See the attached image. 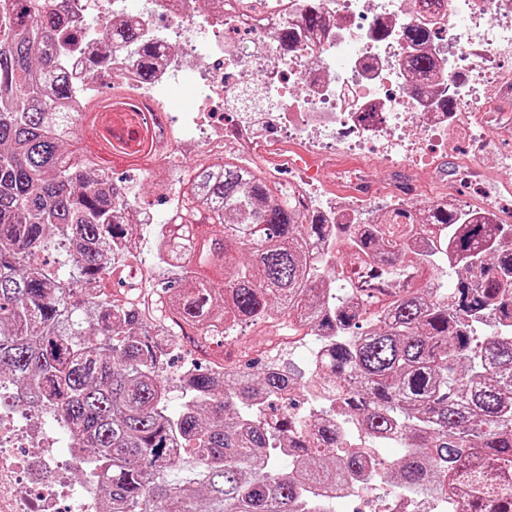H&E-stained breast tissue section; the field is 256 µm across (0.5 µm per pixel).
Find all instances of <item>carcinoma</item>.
Returning a JSON list of instances; mask_svg holds the SVG:
<instances>
[{
    "label": "carcinoma",
    "instance_id": "obj_1",
    "mask_svg": "<svg viewBox=\"0 0 512 512\" xmlns=\"http://www.w3.org/2000/svg\"><path fill=\"white\" fill-rule=\"evenodd\" d=\"M305 2L302 24L326 27L317 0ZM53 42L73 37L44 0H0V370L60 406L89 458L106 454V512H321L310 492L362 474L459 512H512V229L486 209L437 203L369 229L328 224L233 163H197L143 242L167 275L124 302L102 285L135 233L122 212L139 201L63 149L113 103L79 99L88 90L69 82ZM413 70L421 97L436 62L421 55ZM121 125L123 136L106 127L104 147L134 161L157 152L143 116ZM337 285L351 294L333 302ZM294 320L327 346L297 393L338 382L309 426L284 361L249 358L238 336L248 323L290 332ZM487 321L496 332L477 337ZM172 332L227 358L221 373L190 359L178 411L158 344ZM345 420L409 453L380 470L344 446Z\"/></svg>",
    "mask_w": 512,
    "mask_h": 512
}]
</instances>
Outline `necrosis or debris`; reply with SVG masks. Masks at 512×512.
<instances>
[{
  "label": "necrosis or debris",
  "instance_id": "4bbe7bcc",
  "mask_svg": "<svg viewBox=\"0 0 512 512\" xmlns=\"http://www.w3.org/2000/svg\"><path fill=\"white\" fill-rule=\"evenodd\" d=\"M64 13L78 36L63 54L74 82L93 80L131 103L166 113L163 146L148 167L165 174L166 190L186 157L233 158L252 170L261 145L285 150L296 179L283 180L277 164L267 166L281 190L317 209L329 222L362 215L375 222L371 193L356 179L351 200L327 197L313 178L301 174L293 142L319 150H353L377 145L386 171L424 160L425 133L450 127L471 130V151L460 178L493 205L497 192L483 179L488 164H506L475 128L489 121L507 124L491 96L480 93L487 61L512 58V0H322L328 29L309 30L299 22L300 0H47ZM130 21L138 46L123 38L102 41L89 34V16ZM296 37L278 43L283 26ZM414 25L431 29L432 41L415 45L405 33ZM430 52L440 63L439 79L454 103L453 112L424 107L409 95V64ZM202 84L206 93L192 108L169 115L175 79ZM236 96L242 111L231 126L219 121ZM417 139L402 137L405 126ZM86 458L80 441L55 420L48 406L0 376V512H100L99 480L75 478ZM382 500L378 512H426L423 496H396L379 480H353L329 500L360 496Z\"/></svg>",
  "mask_w": 512,
  "mask_h": 512
}]
</instances>
